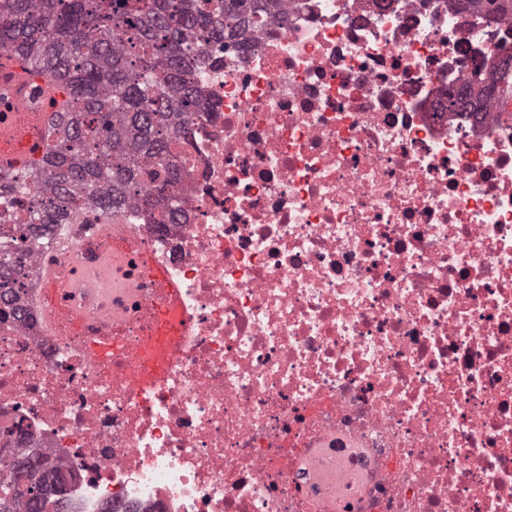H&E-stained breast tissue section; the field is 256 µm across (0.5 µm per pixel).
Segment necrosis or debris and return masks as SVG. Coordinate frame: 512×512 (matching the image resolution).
Returning <instances> with one entry per match:
<instances>
[{"mask_svg": "<svg viewBox=\"0 0 512 512\" xmlns=\"http://www.w3.org/2000/svg\"><path fill=\"white\" fill-rule=\"evenodd\" d=\"M235 48L203 45L198 105L136 204L195 329L142 399L43 312L0 316V464L37 449L68 512H512V19L458 0H282ZM489 91L468 89L477 65ZM461 92L449 106V92ZM44 197L0 207V241L42 252L89 319L99 250ZM322 480L297 468L315 441Z\"/></svg>", "mask_w": 512, "mask_h": 512, "instance_id": "necrosis-or-debris-1", "label": "necrosis or debris"}]
</instances>
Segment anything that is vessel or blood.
<instances>
[{
  "label": "vessel or blood",
  "instance_id": "vessel-or-blood-1",
  "mask_svg": "<svg viewBox=\"0 0 512 512\" xmlns=\"http://www.w3.org/2000/svg\"><path fill=\"white\" fill-rule=\"evenodd\" d=\"M70 99L65 83L39 74L22 54L0 51V172L26 169L43 157ZM90 236L121 241L122 248L113 253L111 262L128 272L130 286L114 300L105 319L87 327L81 352L92 363L111 366L138 394H149L165 383L192 334L194 317L178 284L132 225L95 228ZM38 301L46 311L47 332H55L62 316L83 317L69 288L53 275H46ZM144 317L151 326L137 344L128 345L111 335V325H128Z\"/></svg>",
  "mask_w": 512,
  "mask_h": 512
}]
</instances>
